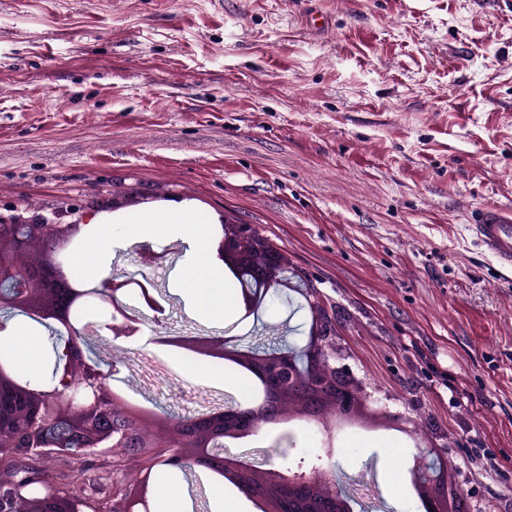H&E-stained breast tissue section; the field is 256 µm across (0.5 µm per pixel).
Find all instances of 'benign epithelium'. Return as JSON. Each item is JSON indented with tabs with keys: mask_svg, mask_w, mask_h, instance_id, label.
<instances>
[{
	"mask_svg": "<svg viewBox=\"0 0 512 512\" xmlns=\"http://www.w3.org/2000/svg\"><path fill=\"white\" fill-rule=\"evenodd\" d=\"M220 239L217 258L243 261L250 235L246 224L231 225ZM84 224H47L34 218L17 224H0V312L21 311L42 317L75 336L55 352L53 375L62 387L11 377L13 386L0 387V512H147L151 467L160 461L195 468L205 478L218 475L243 492L259 512H352L350 499L325 481L289 476L277 468H259L224 448L227 439H246L265 425L301 415L328 427L326 416L349 420L360 401L347 368L333 363L326 336L305 337L306 367L296 365L291 348L259 357L238 343L236 336H175L157 341L189 344L197 352L216 346L250 368L264 389L261 404L225 403L205 413L168 421L161 428L147 424L131 409L120 410L103 365L84 353V337L106 328L116 337L141 331L143 313L130 311L119 295L130 284L110 276L95 285V292L112 307L111 322L72 323L78 302L89 294L80 288L50 254V243L79 239ZM144 305L161 314L163 306L139 284ZM425 449L417 446L411 481L418 492L421 512H443L448 495V465L426 471ZM32 459L43 491L28 493L18 487L15 474L6 470L9 460ZM53 458L87 464L109 475H121L112 487V499L102 502L77 482L57 488L48 483L53 471L45 462Z\"/></svg>",
	"mask_w": 512,
	"mask_h": 512,
	"instance_id": "7a95c632",
	"label": "benign epithelium"
}]
</instances>
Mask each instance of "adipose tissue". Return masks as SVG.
Wrapping results in <instances>:
<instances>
[{
    "label": "adipose tissue",
    "mask_w": 512,
    "mask_h": 512,
    "mask_svg": "<svg viewBox=\"0 0 512 512\" xmlns=\"http://www.w3.org/2000/svg\"><path fill=\"white\" fill-rule=\"evenodd\" d=\"M91 221L96 224L97 231L75 257L73 268L84 280L96 281L103 275L98 256L112 242L110 227L113 216L111 212L101 211L94 214ZM131 222L148 240L162 235L185 236L190 247V259L180 287L192 298L198 310L214 316L223 315L230 301L224 293L220 263L211 247L214 237L211 225L193 216L176 221L161 213L135 216ZM0 364L30 375L41 372L40 337L27 327L24 320L8 321L5 330L0 331Z\"/></svg>",
    "instance_id": "ef3b65f1"
}]
</instances>
